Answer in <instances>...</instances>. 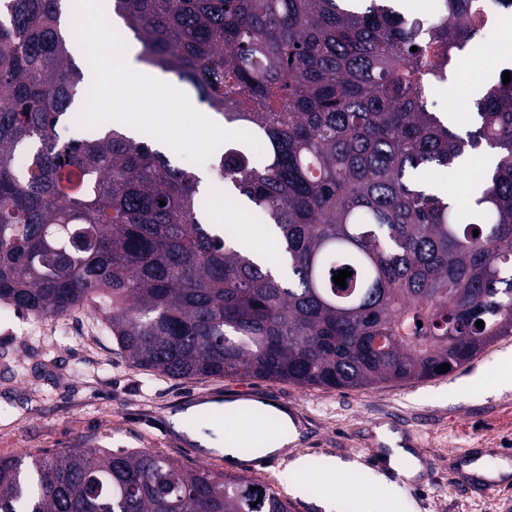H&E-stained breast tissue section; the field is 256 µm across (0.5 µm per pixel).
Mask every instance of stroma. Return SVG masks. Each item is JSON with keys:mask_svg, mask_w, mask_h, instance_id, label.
Wrapping results in <instances>:
<instances>
[{"mask_svg": "<svg viewBox=\"0 0 512 512\" xmlns=\"http://www.w3.org/2000/svg\"><path fill=\"white\" fill-rule=\"evenodd\" d=\"M508 353L512 337L446 375L367 389L171 378L128 362L87 310L41 320L13 313L0 322V458L74 448L146 451L265 482L294 512H327L331 491L340 512H389L381 493L357 494L378 474L395 485L408 512H512V474L487 490L471 484L469 471L484 458L512 467V386L498 379ZM231 401L287 410L297 439L263 465L232 464L175 426L189 407ZM387 433L416 444L417 476H407L406 463L390 462ZM299 457L310 464L307 476L289 468ZM325 457L355 469L329 481L318 471Z\"/></svg>", "mask_w": 512, "mask_h": 512, "instance_id": "1", "label": "stroma"}]
</instances>
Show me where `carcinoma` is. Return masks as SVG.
Returning a JSON list of instances; mask_svg holds the SVG:
<instances>
[{"label": "carcinoma", "instance_id": "cac0c4a2", "mask_svg": "<svg viewBox=\"0 0 512 512\" xmlns=\"http://www.w3.org/2000/svg\"><path fill=\"white\" fill-rule=\"evenodd\" d=\"M392 2L112 0L138 61L259 141L224 143L207 173L268 225L281 281L214 222L200 172L145 134L62 137L89 90L74 0H0V309L90 307L129 361L167 377L336 389L437 377L512 336V80L487 83L465 133L427 105L512 0H437L430 22ZM486 147L494 168L464 210L420 178ZM0 512L292 505L241 476L78 448L0 458Z\"/></svg>", "mask_w": 512, "mask_h": 512}]
</instances>
